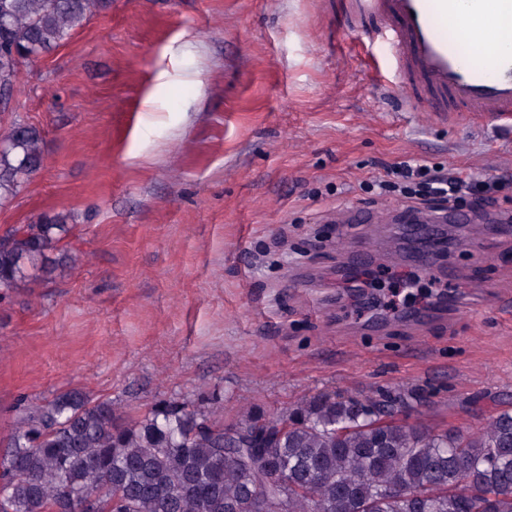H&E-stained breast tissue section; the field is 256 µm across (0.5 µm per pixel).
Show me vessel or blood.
I'll return each mask as SVG.
<instances>
[{
    "label": "vessel or blood",
    "mask_w": 512,
    "mask_h": 512,
    "mask_svg": "<svg viewBox=\"0 0 512 512\" xmlns=\"http://www.w3.org/2000/svg\"><path fill=\"white\" fill-rule=\"evenodd\" d=\"M349 12L377 22L416 110L512 125V52L488 71L472 63L470 45L450 46L447 33L449 19L478 15L512 41V0H351Z\"/></svg>",
    "instance_id": "1"
}]
</instances>
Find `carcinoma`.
Segmentation results:
<instances>
[{
    "label": "carcinoma",
    "instance_id": "1",
    "mask_svg": "<svg viewBox=\"0 0 512 512\" xmlns=\"http://www.w3.org/2000/svg\"><path fill=\"white\" fill-rule=\"evenodd\" d=\"M112 0H0V109L20 67ZM0 206L44 160L41 131L12 122ZM70 215L0 235V297L75 262ZM376 397L305 398L226 424L173 400L131 416L71 389L30 406L0 452V512H512V411L476 431L408 424Z\"/></svg>",
    "mask_w": 512,
    "mask_h": 512
}]
</instances>
